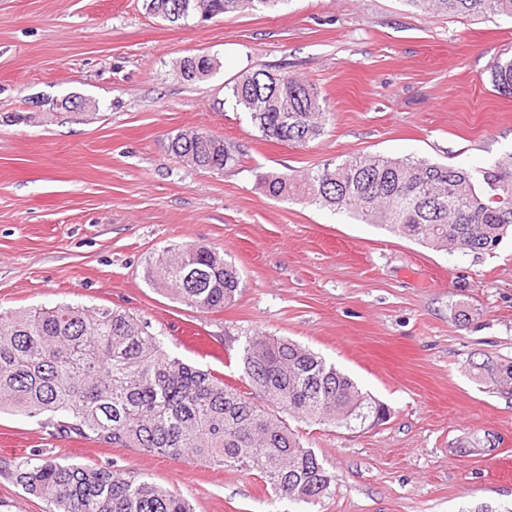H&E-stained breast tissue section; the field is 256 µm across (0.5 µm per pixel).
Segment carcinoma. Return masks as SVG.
<instances>
[{
    "mask_svg": "<svg viewBox=\"0 0 512 512\" xmlns=\"http://www.w3.org/2000/svg\"><path fill=\"white\" fill-rule=\"evenodd\" d=\"M288 0H144L170 23L276 9ZM416 11L512 17V0H406ZM206 56L185 57V80L208 75ZM488 80L512 95V58H497ZM261 137L304 146L329 119L312 86L288 73L255 70L231 87ZM168 150L198 168L241 162L239 147L206 132L182 131ZM273 198L301 199L347 212L367 224L437 250L481 254L512 228V156L482 171L419 158L359 154L329 161L301 180L267 175ZM150 281L203 312H220L243 291L238 269L205 246H170L152 258ZM251 391L167 354L146 322L118 308L62 304L0 311V409L47 416L52 434L140 448L150 453L256 472L274 493L315 504L332 475L287 424L301 417L350 426L386 410L336 365L288 339L251 336L240 355ZM480 378L512 395V361L486 360ZM24 493L49 512H194L181 495L136 475L98 465L62 464L40 450L0 459Z\"/></svg>",
    "mask_w": 512,
    "mask_h": 512,
    "instance_id": "carcinoma-1",
    "label": "carcinoma"
}]
</instances>
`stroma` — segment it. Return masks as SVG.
<instances>
[{
	"label": "stroma",
	"instance_id": "35a3bbf8",
	"mask_svg": "<svg viewBox=\"0 0 512 512\" xmlns=\"http://www.w3.org/2000/svg\"><path fill=\"white\" fill-rule=\"evenodd\" d=\"M142 4L0 0V310L120 307L168 353L238 386L246 337H286L349 374L387 417L291 421L336 477L315 506L277 497L254 472L59 438L14 411L0 412V458L39 449L109 464L195 512H512V396L475 370L512 361V237L481 255L436 251L261 184L357 154L475 172L512 155V97L488 81L492 60L512 57V18L289 0L172 24ZM195 54L215 68L184 81L175 64ZM258 69L317 89L323 135L305 146L261 137L228 95ZM68 96L81 113L55 111ZM187 130L236 144L241 165L218 173L175 158L168 141ZM186 244L240 269L244 291L223 311L147 279L153 256ZM478 441L491 451L463 452Z\"/></svg>",
	"mask_w": 512,
	"mask_h": 512
}]
</instances>
